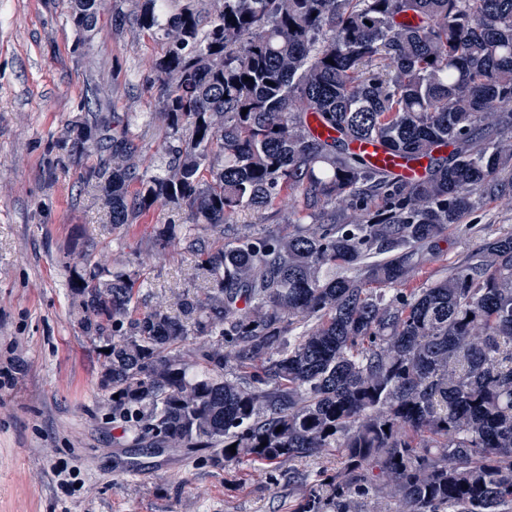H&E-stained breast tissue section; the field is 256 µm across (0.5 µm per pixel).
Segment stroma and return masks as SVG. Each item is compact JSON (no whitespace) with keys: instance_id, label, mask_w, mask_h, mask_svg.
<instances>
[{"instance_id":"stroma-1","label":"stroma","mask_w":512,"mask_h":512,"mask_svg":"<svg viewBox=\"0 0 512 512\" xmlns=\"http://www.w3.org/2000/svg\"><path fill=\"white\" fill-rule=\"evenodd\" d=\"M139 0H100L94 38L79 41L63 0H0V512H292L320 456L257 469L230 467L210 448H144L101 407L103 358L82 335L68 291L67 256L132 263L145 304L177 312L203 287L197 258L178 241L158 249L184 210L157 203L113 229L57 148L89 112L129 121L138 172L161 173L170 130L153 64L166 44L136 22ZM512 232V207L489 197L449 228L440 254L411 281L464 263L485 238Z\"/></svg>"}]
</instances>
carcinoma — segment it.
I'll use <instances>...</instances> for the list:
<instances>
[{"instance_id":"cac0c4a2","label":"carcinoma","mask_w":512,"mask_h":512,"mask_svg":"<svg viewBox=\"0 0 512 512\" xmlns=\"http://www.w3.org/2000/svg\"><path fill=\"white\" fill-rule=\"evenodd\" d=\"M67 8L87 29L96 0ZM136 21L167 39L168 168L132 171L128 123L60 147L112 151L82 181L116 229L161 198L186 208L162 241L206 256V287L175 315L141 312L138 271L78 261L70 294L112 417L226 466L336 453L293 512L382 493L395 512H512V233L407 287L483 196L512 202V146L484 128L512 135V0H224L212 18L141 0ZM368 141L428 159L426 175L370 166L351 149ZM288 196L301 217L270 229ZM245 210L258 221L237 223Z\"/></svg>"}]
</instances>
